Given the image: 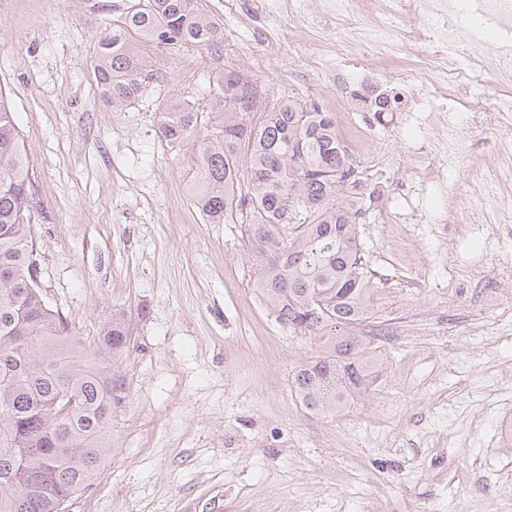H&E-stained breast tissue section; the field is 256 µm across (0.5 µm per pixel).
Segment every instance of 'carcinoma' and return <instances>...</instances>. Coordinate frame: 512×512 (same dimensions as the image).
<instances>
[{
    "label": "carcinoma",
    "mask_w": 512,
    "mask_h": 512,
    "mask_svg": "<svg viewBox=\"0 0 512 512\" xmlns=\"http://www.w3.org/2000/svg\"><path fill=\"white\" fill-rule=\"evenodd\" d=\"M144 42L222 52L224 33L198 0H149L102 40L103 96L130 104L141 92ZM213 78L223 120L195 140V203L213 224H238L257 257L255 287L289 332L316 354L295 368L292 387L316 412L336 414L366 393L380 358L364 331L375 288L363 272L356 221L365 184L336 134V115L299 99L240 112ZM200 108L188 99L157 113L160 135H196ZM34 173L13 112L0 94V512H60L92 485L112 453V411L127 397L119 361L129 349L121 314L89 349L35 284Z\"/></svg>",
    "instance_id": "obj_1"
}]
</instances>
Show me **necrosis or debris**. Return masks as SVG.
<instances>
[{
	"label": "necrosis or debris",
	"instance_id": "obj_1",
	"mask_svg": "<svg viewBox=\"0 0 512 512\" xmlns=\"http://www.w3.org/2000/svg\"><path fill=\"white\" fill-rule=\"evenodd\" d=\"M325 8L336 13L343 31L334 53L341 70L338 83H345L347 62L353 43L363 44L380 71H392L400 82L410 81L415 71L430 73L434 81L430 95L453 102L467 112L469 120L484 116L495 125L500 137L484 142L486 170L469 186L470 198L487 219L512 222V43L473 38L456 50L454 19L461 14L488 19L497 30L512 32V0H327ZM423 44L420 66L401 63L392 69L396 45ZM494 76L502 94L493 107L485 109L477 87L486 76Z\"/></svg>",
	"mask_w": 512,
	"mask_h": 512
}]
</instances>
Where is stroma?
<instances>
[{
	"label": "stroma",
	"mask_w": 512,
	"mask_h": 512,
	"mask_svg": "<svg viewBox=\"0 0 512 512\" xmlns=\"http://www.w3.org/2000/svg\"><path fill=\"white\" fill-rule=\"evenodd\" d=\"M148 0H0V95L35 172L39 286L74 335L94 344L124 313L128 396L112 414L114 453L69 512H512V282L487 292L456 280L512 261V232L476 216L443 231L479 153L442 165L447 125L403 104L429 77L375 82L370 63L342 88L303 74L307 45L340 30L320 0L269 13L264 0H199L224 31V56L143 50L141 95L108 105L95 73L100 40ZM258 78L271 99L331 108L348 95L385 154L362 160L373 195L357 226L374 284L382 368L335 415L307 409L295 366L314 348L269 314L236 224L209 223L192 192L187 148L155 114L189 99L210 112L219 69ZM399 92L390 112L362 88ZM427 155L417 170L413 157ZM399 224H383L387 208Z\"/></svg>",
	"instance_id": "35a3bbf8"
}]
</instances>
